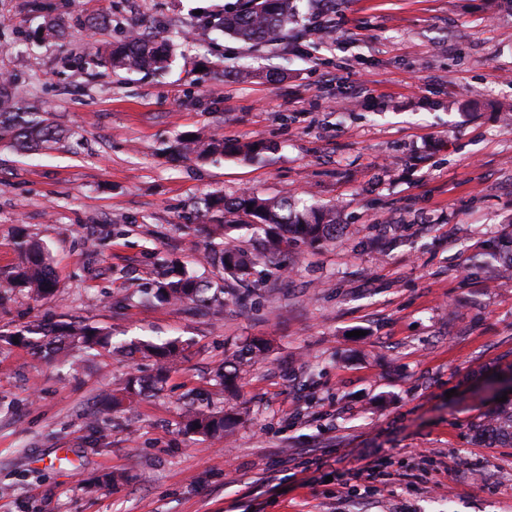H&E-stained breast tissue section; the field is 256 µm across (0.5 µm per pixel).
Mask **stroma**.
<instances>
[{
  "label": "stroma",
  "mask_w": 512,
  "mask_h": 512,
  "mask_svg": "<svg viewBox=\"0 0 512 512\" xmlns=\"http://www.w3.org/2000/svg\"><path fill=\"white\" fill-rule=\"evenodd\" d=\"M236 4L0 0V73L66 131L0 146V282L25 237L56 280L9 292L0 330L77 318L188 343L162 389L94 425L153 359L0 344V512H512V446L474 431L512 373V277L491 269L512 260V6L299 0L286 40L253 45L207 26ZM145 28L174 45L166 75L100 65ZM192 135L261 150L180 154ZM246 191L334 208L335 237L289 239L242 300H143L169 266L221 280L203 201ZM256 339L220 393L225 355ZM190 396L236 407L233 434L186 433Z\"/></svg>",
  "instance_id": "stroma-1"
}]
</instances>
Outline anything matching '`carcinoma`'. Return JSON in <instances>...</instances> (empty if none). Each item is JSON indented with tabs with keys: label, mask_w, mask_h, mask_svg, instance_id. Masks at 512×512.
Returning a JSON list of instances; mask_svg holds the SVG:
<instances>
[{
	"label": "carcinoma",
	"mask_w": 512,
	"mask_h": 512,
	"mask_svg": "<svg viewBox=\"0 0 512 512\" xmlns=\"http://www.w3.org/2000/svg\"><path fill=\"white\" fill-rule=\"evenodd\" d=\"M298 10L295 0H241L239 8L224 14L216 27L243 41L256 44H277L288 35V25L297 22ZM101 62L117 70L151 71L163 73L171 65V54L162 48L149 33H132L119 40L112 52L101 58ZM18 88L9 80L0 81V143L15 149L46 146L59 141L64 130L48 118H40L36 112L20 111L16 107ZM258 143L249 145L228 144L222 139H191L182 143L181 152L199 158L224 156L239 152L253 153ZM204 210L218 217L211 233L219 239L242 228L241 217L253 216L259 223L251 229L262 235V250L253 253L233 247L212 250L207 259L224 270L222 284L214 287L184 270H165L143 294L163 300L169 304L188 303L194 307L209 308L221 305L222 294L234 292L251 283L256 267H280V255L284 251V238L277 230L284 229L294 237L318 242L336 232V217L331 210L299 209L295 202L286 198H264L253 192L236 198L222 195L211 196L203 202ZM21 263L0 288H21L35 299H44L55 288L52 271L45 247L35 241L24 239L19 243ZM20 341L41 354L65 348L78 350L104 349L117 356L142 353L155 360L158 377L154 381L131 378L125 386L104 397L101 413L110 414L130 404L142 392L163 380L170 364L182 356L184 344L178 339L162 343L137 342L116 345L112 342V331L94 326L84 320L73 319L60 322H39L21 333H0V343L12 344ZM263 348L249 344L225 357L224 364L216 373V382L230 392L239 378L240 366L253 361ZM237 417L222 411L200 409L190 401L184 412V427L187 431L204 437H224L232 433ZM476 435L512 444V403L502 402L485 414L476 425Z\"/></svg>",
	"instance_id": "cac0c4a2"
}]
</instances>
